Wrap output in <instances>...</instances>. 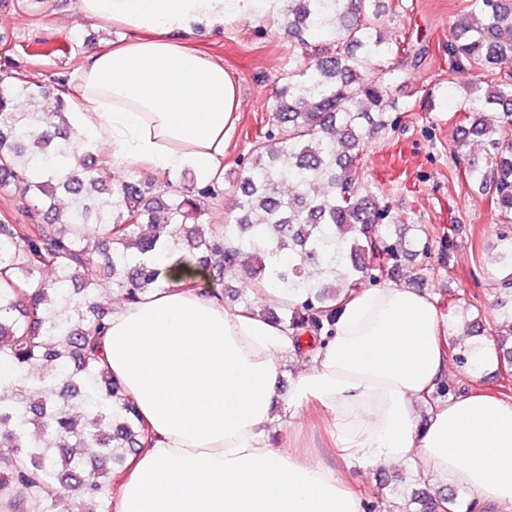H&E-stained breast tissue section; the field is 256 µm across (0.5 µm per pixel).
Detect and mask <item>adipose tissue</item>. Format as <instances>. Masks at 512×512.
<instances>
[{
  "label": "adipose tissue",
  "instance_id": "1",
  "mask_svg": "<svg viewBox=\"0 0 512 512\" xmlns=\"http://www.w3.org/2000/svg\"><path fill=\"white\" fill-rule=\"evenodd\" d=\"M268 0H79L90 20L131 39L87 54L76 75L77 129L118 166L168 177L223 174L239 120L236 81L190 47L196 28L256 16ZM166 285L117 302L99 353L149 429L112 498L114 512H364L343 468L423 457L435 479L474 501L512 507V402L470 392L431 403L448 365V325L427 294L394 282L342 300L335 331L288 390L289 408H322L343 463L273 448L291 330L207 296V271L158 251ZM431 403L428 418L418 407Z\"/></svg>",
  "mask_w": 512,
  "mask_h": 512
}]
</instances>
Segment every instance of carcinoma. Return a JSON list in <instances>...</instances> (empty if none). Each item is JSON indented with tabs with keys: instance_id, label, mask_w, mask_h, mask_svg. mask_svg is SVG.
Wrapping results in <instances>:
<instances>
[{
	"instance_id": "cac0c4a2",
	"label": "carcinoma",
	"mask_w": 512,
	"mask_h": 512,
	"mask_svg": "<svg viewBox=\"0 0 512 512\" xmlns=\"http://www.w3.org/2000/svg\"><path fill=\"white\" fill-rule=\"evenodd\" d=\"M383 0H283L276 15L290 51L309 63L289 65L270 97L271 127L240 161L236 202L225 223L209 224L223 191L174 188L151 179L112 180L105 161L69 122L65 79L34 90L10 59L0 69V190L20 200L30 223L0 217V502L23 512L30 498L43 512H111L108 478L144 447L145 426L120 381L100 364L107 311L102 284L128 300L164 285L147 261L167 245L209 272L206 293L224 296L227 279L248 276L295 299L270 313L317 341L330 338L336 302L389 279L403 259L428 263L432 244L412 234H376L391 224L384 189L360 175L367 139L389 135L404 105L390 85L419 54L379 24ZM448 39L451 71L480 66L490 82L449 97L480 139L489 168L467 163L464 176L490 197L506 223L491 265L512 302V0H468ZM389 63L378 73L376 63ZM498 363L512 365V308L490 329ZM487 343L456 342L453 358L481 368ZM419 512H475L473 501L418 493Z\"/></svg>"
}]
</instances>
